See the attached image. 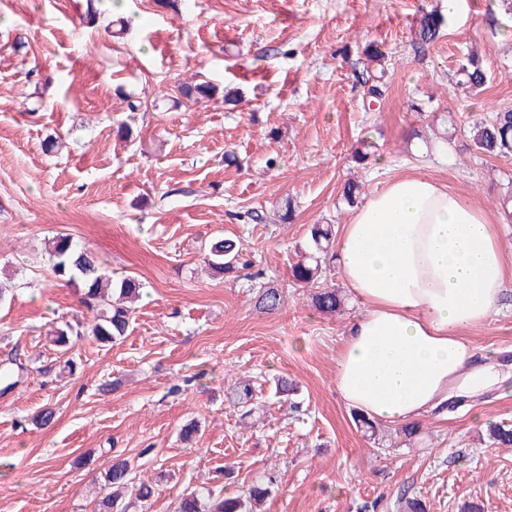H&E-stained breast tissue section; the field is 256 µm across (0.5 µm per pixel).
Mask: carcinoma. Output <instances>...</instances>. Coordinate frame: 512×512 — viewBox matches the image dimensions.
Instances as JSON below:
<instances>
[{
    "mask_svg": "<svg viewBox=\"0 0 512 512\" xmlns=\"http://www.w3.org/2000/svg\"><path fill=\"white\" fill-rule=\"evenodd\" d=\"M443 18L434 12L424 14L419 27L414 31L415 43L421 47L435 42L440 37ZM487 75L479 57L468 55V65L460 70L458 86L472 91L480 90ZM179 94L194 103L213 97L216 86L208 81L178 86ZM469 137L473 145L489 156L512 154V109L494 113L488 119L475 120L469 125ZM335 236L332 224H313L308 233L310 252L300 255L291 265V277L297 284L315 289L312 294L315 307L325 313H333L341 306L336 289L320 285L321 269L312 252L325 249ZM46 253L54 276L80 292L88 308L96 316L88 326L67 325L51 331L54 345L61 351H69L74 338L88 335L100 344H110L124 336L131 320V303L140 296L143 283L135 277L113 281L101 266L95 254L79 245L73 237L57 235L47 241ZM241 253L230 240L215 237L210 240L204 254V262L216 277L233 273L241 265ZM282 292L275 287L262 290L256 304L265 311L279 308ZM229 399L241 409V417L252 418L256 412L255 390L251 379H238L229 391ZM492 444L512 447V428L495 424L489 429ZM134 466L126 459L114 458L105 473V486L109 492L97 504V512H129L131 503L124 498V489L132 483ZM273 480L260 479L239 494L220 495L207 487L185 491L178 498L175 512H256L257 506L269 497Z\"/></svg>",
    "mask_w": 512,
    "mask_h": 512,
    "instance_id": "cac0c4a2",
    "label": "carcinoma"
}]
</instances>
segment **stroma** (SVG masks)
<instances>
[{
    "instance_id": "stroma-1",
    "label": "stroma",
    "mask_w": 512,
    "mask_h": 512,
    "mask_svg": "<svg viewBox=\"0 0 512 512\" xmlns=\"http://www.w3.org/2000/svg\"><path fill=\"white\" fill-rule=\"evenodd\" d=\"M432 10L446 16L443 34L421 48L413 31ZM98 11L93 22L86 0H0V268L15 274L0 302V369L26 368L14 388L0 384V512H94L116 455L153 486L148 512H174L198 486L237 493L268 476L260 512H400L403 498L426 512H512V447L487 432L512 425V396L456 400L410 438L387 423L369 437L336 392L342 335L364 306L332 255L322 281L342 298L336 313L290 278L310 225L348 223L346 181L367 195L405 174L481 206L512 265V156L484 155L468 137L471 119L512 108V13L501 0H461L451 18L445 0H124ZM371 43L385 53L375 103L361 79ZM473 51L487 82L469 95L455 82ZM197 81L217 88L199 106L177 92ZM122 122L130 139L115 132ZM365 142L372 156L360 162ZM59 233L145 284L126 336L78 339L65 357L50 330L93 313L46 264ZM216 235L249 267L211 276L203 254ZM264 286L283 291L277 310L258 309ZM463 336L512 364V276L497 312ZM239 376L258 391L248 426L227 400ZM281 376L298 384L300 409L274 398ZM46 407L53 421L36 425Z\"/></svg>"
}]
</instances>
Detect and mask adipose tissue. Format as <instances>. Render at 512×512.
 Here are the masks:
<instances>
[{
    "instance_id": "obj_1",
    "label": "adipose tissue",
    "mask_w": 512,
    "mask_h": 512,
    "mask_svg": "<svg viewBox=\"0 0 512 512\" xmlns=\"http://www.w3.org/2000/svg\"><path fill=\"white\" fill-rule=\"evenodd\" d=\"M336 259L365 306L337 359L347 406L395 424L462 392L512 394L496 350L476 356L462 337L495 313L512 274L481 207L430 178L392 179L342 225Z\"/></svg>"
}]
</instances>
